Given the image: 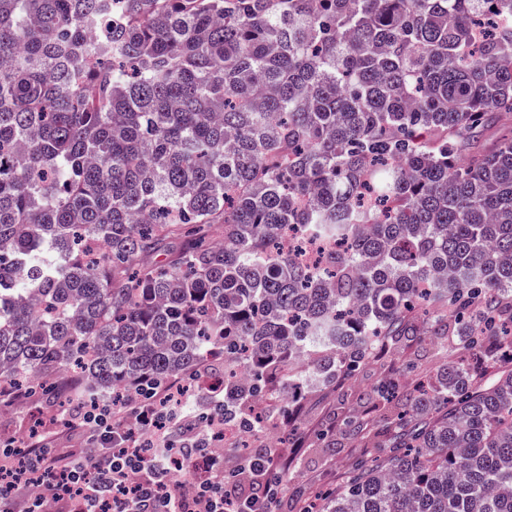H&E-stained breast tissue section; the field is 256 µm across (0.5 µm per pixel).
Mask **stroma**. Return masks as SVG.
Returning <instances> with one entry per match:
<instances>
[{"instance_id":"1","label":"stroma","mask_w":512,"mask_h":512,"mask_svg":"<svg viewBox=\"0 0 512 512\" xmlns=\"http://www.w3.org/2000/svg\"><path fill=\"white\" fill-rule=\"evenodd\" d=\"M419 334L412 341L392 345L338 383L311 386L293 408L289 420L272 419L266 432L248 436L257 448L267 449L288 482L272 502L271 512H304L325 489L343 484L356 461H383V440L404 410L403 397L421 380H434L444 364L465 356L455 333L432 335L425 316H418ZM395 380L400 396L387 401L377 388ZM50 417V406L37 397L0 408V436L28 441L32 412ZM356 418L359 431L345 421Z\"/></svg>"}]
</instances>
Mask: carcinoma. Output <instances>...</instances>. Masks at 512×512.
<instances>
[{"mask_svg":"<svg viewBox=\"0 0 512 512\" xmlns=\"http://www.w3.org/2000/svg\"><path fill=\"white\" fill-rule=\"evenodd\" d=\"M512 0H0V383L198 374L250 433L453 320L380 463L309 512H512ZM224 228L222 243L204 235ZM326 242L315 264L284 235ZM178 241L164 265L149 255Z\"/></svg>","mask_w":512,"mask_h":512,"instance_id":"1","label":"carcinoma"}]
</instances>
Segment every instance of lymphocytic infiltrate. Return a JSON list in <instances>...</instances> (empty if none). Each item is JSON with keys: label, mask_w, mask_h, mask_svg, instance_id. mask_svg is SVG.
I'll list each match as a JSON object with an SVG mask.
<instances>
[{"label": "lymphocytic infiltrate", "mask_w": 512, "mask_h": 512, "mask_svg": "<svg viewBox=\"0 0 512 512\" xmlns=\"http://www.w3.org/2000/svg\"><path fill=\"white\" fill-rule=\"evenodd\" d=\"M181 380L152 386L128 404L136 424L154 436L142 440L111 406L74 403L69 428L98 457L85 464L76 452L54 448L55 427L42 428L26 444L23 460L14 457L12 439L0 438V479L8 495L0 512H43L47 502L65 512H266L268 492L240 499V474L208 450L209 436L197 415L182 411ZM193 461L190 483L175 480L182 457Z\"/></svg>", "instance_id": "obj_1"}]
</instances>
